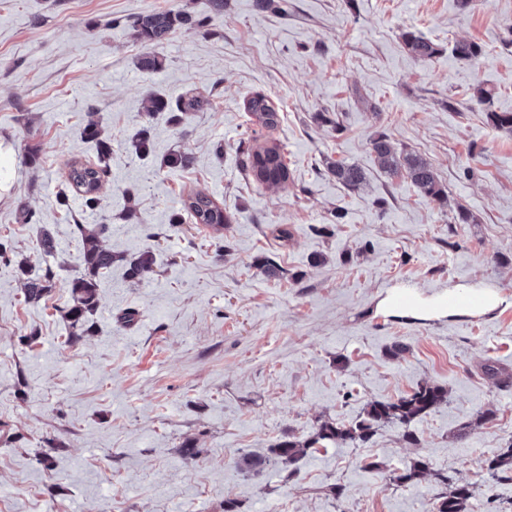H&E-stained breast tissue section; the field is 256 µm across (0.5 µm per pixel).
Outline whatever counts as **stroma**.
Returning a JSON list of instances; mask_svg holds the SVG:
<instances>
[{
    "instance_id": "stroma-1",
    "label": "stroma",
    "mask_w": 512,
    "mask_h": 512,
    "mask_svg": "<svg viewBox=\"0 0 512 512\" xmlns=\"http://www.w3.org/2000/svg\"><path fill=\"white\" fill-rule=\"evenodd\" d=\"M200 8L0 0V143L13 181L0 199V512H224L228 500L238 512H432L437 484L396 480L419 455L475 488L468 512H512V481L479 465L512 443V384L483 375L494 363L512 376V306L426 322L375 312L400 285L432 293L468 281L512 297V134L470 102L481 87L493 110L512 112V0H286L279 14L227 0L203 27L171 33L160 70H141L132 21ZM406 31L438 55L414 59ZM461 39L482 44L478 62L453 56ZM151 91L204 105L150 117ZM256 93L279 110L276 128L248 112ZM91 121L112 144L94 210L65 185L74 161L96 158L82 135ZM142 130L145 159L132 145ZM378 130L433 165L447 208L377 168ZM254 137L281 146L288 184L245 177L239 147ZM176 151L189 167L162 166ZM336 160L362 167L366 184L337 182ZM198 191L229 216L223 229L192 222L184 202ZM456 205L472 223H452ZM80 224L108 225L116 260L98 281L92 330L76 340L65 312L84 272ZM145 251L152 273L128 278L126 258ZM267 257L279 276L263 273ZM22 261L53 270L40 300L24 296ZM423 383L448 400L413 422L419 446L388 426L364 446L308 455L292 475L238 465ZM336 482L339 500L325 493Z\"/></svg>"
}]
</instances>
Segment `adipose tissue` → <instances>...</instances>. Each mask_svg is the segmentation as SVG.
<instances>
[{
  "mask_svg": "<svg viewBox=\"0 0 512 512\" xmlns=\"http://www.w3.org/2000/svg\"><path fill=\"white\" fill-rule=\"evenodd\" d=\"M512 306V299L489 285L459 282L448 289L424 294L415 287H395L377 298L376 313L405 320H443L483 317Z\"/></svg>",
  "mask_w": 512,
  "mask_h": 512,
  "instance_id": "obj_1",
  "label": "adipose tissue"
}]
</instances>
